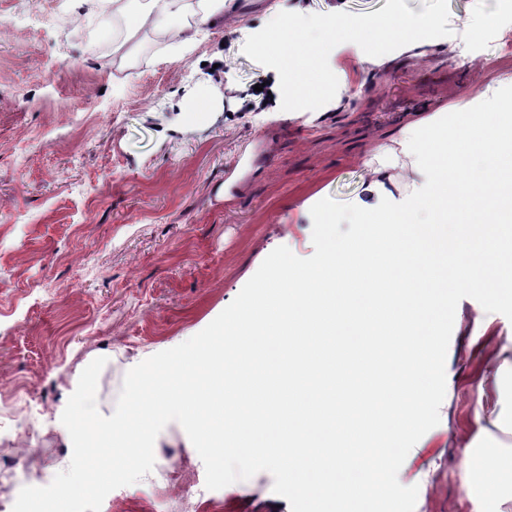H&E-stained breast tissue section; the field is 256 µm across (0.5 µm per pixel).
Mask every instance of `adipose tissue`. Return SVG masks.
Returning a JSON list of instances; mask_svg holds the SVG:
<instances>
[{
    "label": "adipose tissue",
    "mask_w": 512,
    "mask_h": 512,
    "mask_svg": "<svg viewBox=\"0 0 512 512\" xmlns=\"http://www.w3.org/2000/svg\"><path fill=\"white\" fill-rule=\"evenodd\" d=\"M184 0H121L109 17V34L120 41L135 24L147 23L191 42L198 23L223 16L227 0H200L197 23H190ZM498 354L488 368L495 380V394L482 396L471 417L480 433L490 436L493 446L479 458L468 461L469 468L483 477L482 495L493 512H512V390H505V379H512V333L497 335Z\"/></svg>",
    "instance_id": "adipose-tissue-1"
}]
</instances>
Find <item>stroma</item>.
<instances>
[{
	"mask_svg": "<svg viewBox=\"0 0 512 512\" xmlns=\"http://www.w3.org/2000/svg\"><path fill=\"white\" fill-rule=\"evenodd\" d=\"M386 0H253L195 44L142 24L120 48L111 0H0V502L48 485L71 460L61 416L95 358L108 414L125 374L204 329L276 247L310 257L311 207L376 200L363 161L410 120L491 81L512 85V0H448L450 36L365 66L347 109L281 110L277 72L243 52L269 10L373 13ZM222 52L217 68L207 61ZM512 321L474 299L456 309L439 424L399 473L415 512H488L464 479L481 379L474 322ZM153 470L101 512H291L261 472L219 490L184 429L158 435Z\"/></svg>",
	"mask_w": 512,
	"mask_h": 512,
	"instance_id": "stroma-1",
	"label": "stroma"
}]
</instances>
